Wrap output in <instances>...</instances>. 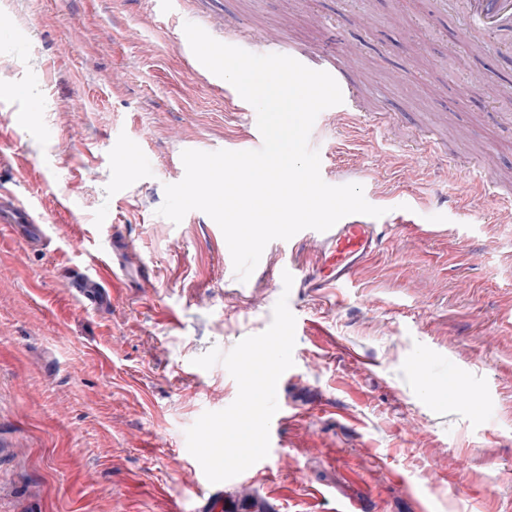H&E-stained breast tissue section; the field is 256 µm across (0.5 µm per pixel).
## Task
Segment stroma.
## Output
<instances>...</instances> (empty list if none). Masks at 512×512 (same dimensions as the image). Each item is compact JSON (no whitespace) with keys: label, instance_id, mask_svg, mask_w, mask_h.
<instances>
[{"label":"stroma","instance_id":"obj_1","mask_svg":"<svg viewBox=\"0 0 512 512\" xmlns=\"http://www.w3.org/2000/svg\"><path fill=\"white\" fill-rule=\"evenodd\" d=\"M197 3L336 55L362 112L322 114L309 145L326 183L385 208L383 246L336 293L304 282L332 275L318 242L273 240L240 281L207 214L157 213L183 151L253 139L178 21L149 0H0V183L50 237L0 232V512H200L186 431L238 385L193 360L265 331L282 297L272 475L225 484L235 512H512V39L471 34L458 0ZM93 225L132 244L98 308L64 277ZM445 380L466 403L431 400Z\"/></svg>","mask_w":512,"mask_h":512}]
</instances>
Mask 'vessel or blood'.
<instances>
[{
    "instance_id": "vessel-or-blood-1",
    "label": "vessel or blood",
    "mask_w": 512,
    "mask_h": 512,
    "mask_svg": "<svg viewBox=\"0 0 512 512\" xmlns=\"http://www.w3.org/2000/svg\"><path fill=\"white\" fill-rule=\"evenodd\" d=\"M467 12L472 23L481 28H491L495 31H502L512 27V0H466ZM190 22L198 24L210 35H221L223 43L233 46H247L248 50L262 55L282 54L290 56L307 67H318L319 70L332 74L340 86L343 101L337 105L335 112L338 116H346L353 112L355 90L347 80L342 71L329 61L315 63L313 58L304 52L288 47L280 43H273L258 37L244 38L240 34L222 33L221 25L216 20L201 16L198 13H191ZM18 207L13 198L0 189V224H9L16 228L18 234L31 245H42L47 235L45 227L40 224L37 218L26 217L25 220H18ZM303 237L318 239L324 244L330 245L336 251V275L333 278L324 280L323 285L327 288L344 287L349 274L350 261H358L370 256L380 239L375 234L372 223L358 219L357 215L351 214L341 219L327 231L319 232L313 229H306L302 232ZM129 241H112L111 248L102 252L92 261V266L86 271L73 272L69 286L76 295L87 305H97L102 299L106 288L109 286L110 278L114 273L112 253L114 250H129Z\"/></svg>"
}]
</instances>
